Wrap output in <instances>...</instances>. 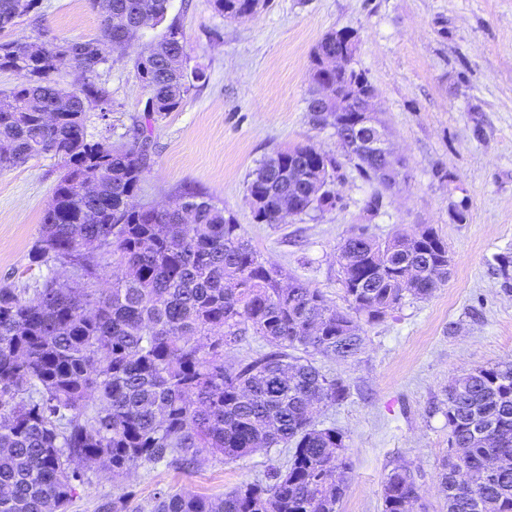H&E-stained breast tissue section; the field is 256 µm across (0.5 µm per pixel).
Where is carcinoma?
<instances>
[{"label": "carcinoma", "instance_id": "obj_1", "mask_svg": "<svg viewBox=\"0 0 512 512\" xmlns=\"http://www.w3.org/2000/svg\"><path fill=\"white\" fill-rule=\"evenodd\" d=\"M0 0V31L37 12L39 0ZM170 0H91L101 20L86 41L0 42V70L19 76L0 112V171L51 155L62 171L30 253L45 269L35 288L0 284V512H68L83 467L116 482L145 464L182 471L209 457L224 462L268 448H285V468L222 497L161 491L150 512H337L345 486L336 480L350 462L343 435L315 423L316 411L344 401L346 382L315 365L317 355L346 360L363 347L360 322L384 320L406 299H426L448 281V246L434 228L382 239L361 225L338 247L336 262L348 310L286 274L252 246L235 216L211 197L184 194L163 210L131 208L150 166L148 136L139 128L124 141L96 139L88 112L109 111L94 77L126 40L112 17L127 10L161 24ZM260 0H213L230 18ZM327 32L309 70V94L328 82L339 88L366 73L319 67V52L352 53L351 42ZM180 33L170 28L134 59L146 92L147 118L182 107L193 80L181 60ZM65 66L83 77L73 89L55 75ZM57 114L47 126L41 113ZM376 189L365 209L383 206L387 185L374 163L354 150L346 157ZM342 163L307 142L278 148L260 161L247 188L253 219L280 223L290 204L299 213L336 207L335 190L311 197L312 178ZM94 187L93 194L83 185ZM119 257L121 277L94 289V254ZM497 275L512 288V256ZM254 336L262 349L236 365L224 355ZM443 415L448 458L441 491L447 512H512V363L479 367L448 386ZM464 456L467 486L457 483L455 457ZM418 499L406 466L383 487L384 512H412ZM99 512H141L127 491Z\"/></svg>", "mask_w": 512, "mask_h": 512}]
</instances>
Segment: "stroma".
<instances>
[{
    "label": "stroma",
    "instance_id": "1",
    "mask_svg": "<svg viewBox=\"0 0 512 512\" xmlns=\"http://www.w3.org/2000/svg\"><path fill=\"white\" fill-rule=\"evenodd\" d=\"M40 13L19 18L0 41L41 31L85 39L100 28L89 0H41ZM165 23L183 35L187 70L204 77L178 111L151 125L152 167L138 202L163 205L189 192L212 197L265 258L340 309L347 303L336 248L358 225L384 238L429 224L447 243L444 286L365 326L356 357L316 359L324 374L349 386L348 398L319 417L343 434L351 464L338 512H383L385 479L403 464L414 472L419 504L445 512L444 390L474 368L512 362V291L494 273L497 256L512 255V0H266L256 15L239 19L218 14L213 0H170ZM338 29L360 37L356 66L376 88L403 177L373 215L364 209L372 185L347 166L335 186L336 208L255 223L246 185L266 154L308 141L342 154L333 130L314 127L306 112L313 52ZM160 34L141 31L100 67L96 81L111 110L105 117L90 110L93 136L141 123L146 93L131 60ZM441 170L448 179L438 178ZM58 175L50 158L0 172V282L38 280L28 256ZM463 199L469 221L458 224L452 209ZM287 460V450L270 448L230 465L212 457L190 472L147 464L121 485L91 469L68 512H99L125 489L145 510L169 489L217 497Z\"/></svg>",
    "mask_w": 512,
    "mask_h": 512
}]
</instances>
